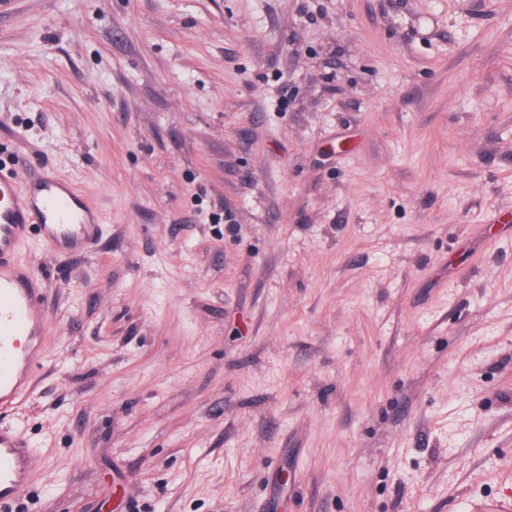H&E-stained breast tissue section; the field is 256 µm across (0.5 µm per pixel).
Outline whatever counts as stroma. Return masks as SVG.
Returning a JSON list of instances; mask_svg holds the SVG:
<instances>
[{"label":"stroma","mask_w":512,"mask_h":512,"mask_svg":"<svg viewBox=\"0 0 512 512\" xmlns=\"http://www.w3.org/2000/svg\"><path fill=\"white\" fill-rule=\"evenodd\" d=\"M43 367L27 512H464L512 490V0H0Z\"/></svg>","instance_id":"stroma-1"}]
</instances>
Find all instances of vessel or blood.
I'll return each instance as SVG.
<instances>
[{"mask_svg": "<svg viewBox=\"0 0 512 512\" xmlns=\"http://www.w3.org/2000/svg\"><path fill=\"white\" fill-rule=\"evenodd\" d=\"M38 226L50 244L87 247L99 224L77 192L52 172L25 178L0 172V409L12 407L29 390L44 356L48 328L44 279L18 260L21 242ZM35 468L29 440L17 429L0 426V512H20ZM468 512H512V495L476 499Z\"/></svg>", "mask_w": 512, "mask_h": 512, "instance_id": "vessel-or-blood-1", "label": "vessel or blood"}]
</instances>
